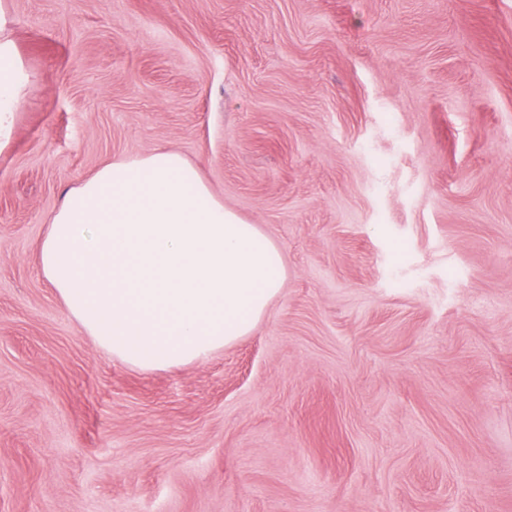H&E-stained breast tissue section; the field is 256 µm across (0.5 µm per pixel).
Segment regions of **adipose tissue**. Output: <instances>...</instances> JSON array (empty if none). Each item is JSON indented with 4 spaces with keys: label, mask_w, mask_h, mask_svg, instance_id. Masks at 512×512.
<instances>
[{
    "label": "adipose tissue",
    "mask_w": 512,
    "mask_h": 512,
    "mask_svg": "<svg viewBox=\"0 0 512 512\" xmlns=\"http://www.w3.org/2000/svg\"><path fill=\"white\" fill-rule=\"evenodd\" d=\"M29 83L0 0V153ZM40 267L81 330L144 371L203 362L248 335L286 280L279 247L167 149L113 159L68 188Z\"/></svg>",
    "instance_id": "obj_1"
}]
</instances>
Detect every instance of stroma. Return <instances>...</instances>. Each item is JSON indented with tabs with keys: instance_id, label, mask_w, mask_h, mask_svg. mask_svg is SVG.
<instances>
[{
	"instance_id": "obj_1",
	"label": "stroma",
	"mask_w": 512,
	"mask_h": 512,
	"mask_svg": "<svg viewBox=\"0 0 512 512\" xmlns=\"http://www.w3.org/2000/svg\"><path fill=\"white\" fill-rule=\"evenodd\" d=\"M0 512H512V0H9ZM163 147L281 250L247 336L142 371L39 244ZM30 73L26 69L13 38L8 1L0 2V153L13 141L18 109L23 100Z\"/></svg>"
}]
</instances>
